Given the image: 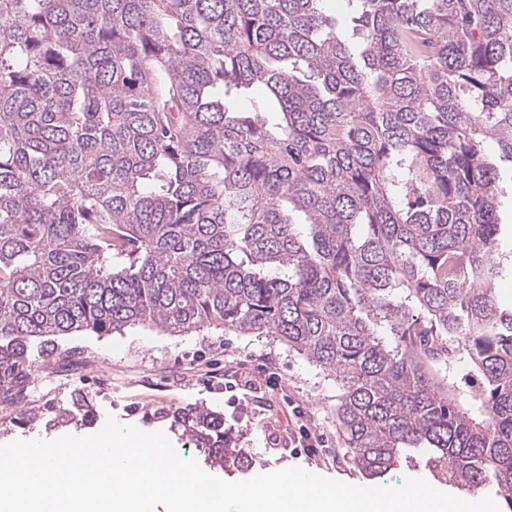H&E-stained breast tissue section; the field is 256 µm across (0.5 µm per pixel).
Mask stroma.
<instances>
[{"label": "stroma", "instance_id": "35a3bbf8", "mask_svg": "<svg viewBox=\"0 0 512 512\" xmlns=\"http://www.w3.org/2000/svg\"><path fill=\"white\" fill-rule=\"evenodd\" d=\"M33 364L23 409L25 427L0 423V445L98 432L107 418L145 432H164L185 459L204 462L189 434L173 424L182 408L202 405L224 418V429L252 462L217 470L239 481L297 466L355 486L366 478L352 461L336 424L334 374L270 336L220 329L169 335L135 325L99 337L91 333L33 340ZM319 437L302 447L300 426Z\"/></svg>", "mask_w": 512, "mask_h": 512}]
</instances>
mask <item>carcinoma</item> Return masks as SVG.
Here are the masks:
<instances>
[{
  "label": "carcinoma",
  "instance_id": "carcinoma-1",
  "mask_svg": "<svg viewBox=\"0 0 512 512\" xmlns=\"http://www.w3.org/2000/svg\"><path fill=\"white\" fill-rule=\"evenodd\" d=\"M324 2L0 0V396L36 338L273 336L335 374L360 471L419 453L512 512V0H348L350 35Z\"/></svg>",
  "mask_w": 512,
  "mask_h": 512
}]
</instances>
